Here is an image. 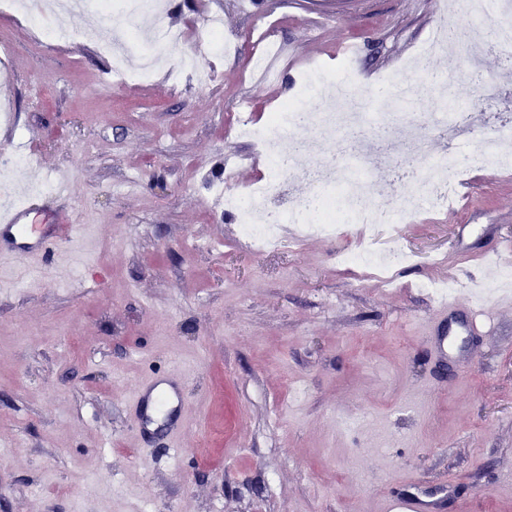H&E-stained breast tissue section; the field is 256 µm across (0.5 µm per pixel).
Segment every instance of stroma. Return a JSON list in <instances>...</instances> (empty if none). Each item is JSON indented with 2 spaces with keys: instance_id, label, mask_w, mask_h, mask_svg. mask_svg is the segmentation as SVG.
I'll return each instance as SVG.
<instances>
[{
  "instance_id": "1",
  "label": "stroma",
  "mask_w": 512,
  "mask_h": 512,
  "mask_svg": "<svg viewBox=\"0 0 512 512\" xmlns=\"http://www.w3.org/2000/svg\"><path fill=\"white\" fill-rule=\"evenodd\" d=\"M19 1L0 0V104L13 114L0 160L34 150L40 164L0 205L31 199L41 223L83 225L91 247L63 269L35 256L0 270V512H379L413 479L454 486L442 512H512V298L484 300L472 359L443 366L429 346L439 301L423 288L445 283L471 304L512 266V167L439 131L429 94L444 82L475 134L493 135L512 123V60L480 53L499 88L489 103L461 55L409 70L439 0H222L236 50L217 56L197 0H174L137 24L183 31L184 43L123 83L81 17L37 33L47 0L23 13ZM268 28L282 50L272 83L252 62ZM345 43L363 49L361 89L400 77L419 90L421 129L405 146L456 151L457 198L430 209L398 161L378 185L411 222L371 237L289 225L278 251L257 252L209 193L266 174L238 118L299 98L320 107L304 74L339 75ZM184 53L211 82L172 77ZM394 234L417 260L391 281L342 262L362 239ZM176 366L190 425L176 443L162 428L136 436L138 384Z\"/></svg>"
}]
</instances>
